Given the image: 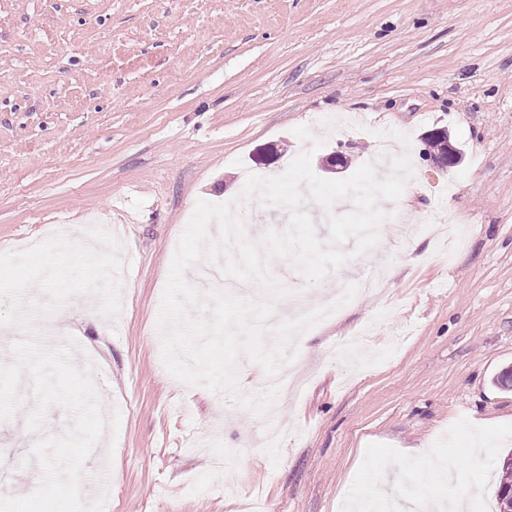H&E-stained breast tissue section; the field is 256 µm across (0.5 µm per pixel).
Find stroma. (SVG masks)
Instances as JSON below:
<instances>
[{
    "instance_id": "35a3bbf8",
    "label": "stroma",
    "mask_w": 512,
    "mask_h": 512,
    "mask_svg": "<svg viewBox=\"0 0 512 512\" xmlns=\"http://www.w3.org/2000/svg\"><path fill=\"white\" fill-rule=\"evenodd\" d=\"M301 125L325 139L316 175L336 153L350 176L386 138L414 186L316 288L267 258L336 307L299 335L300 387L269 421L171 376L158 317L197 202L282 174ZM437 129L459 164L429 161ZM92 218L100 254L60 249L56 227ZM379 265L383 296L338 305ZM24 310L29 339L89 369L121 415L114 452L83 466L105 512H340L368 444L418 455L459 419L512 423V0H0V364ZM20 391L0 420L8 496L38 488L33 444L73 424L51 406L30 430L38 401Z\"/></svg>"
}]
</instances>
